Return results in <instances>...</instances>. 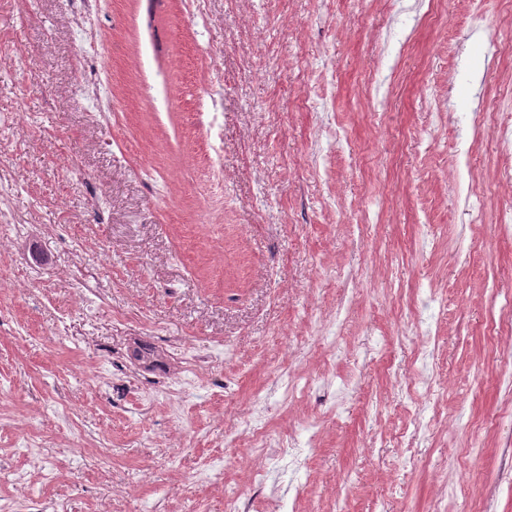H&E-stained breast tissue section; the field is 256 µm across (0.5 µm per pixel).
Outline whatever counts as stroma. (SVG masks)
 <instances>
[{"label": "stroma", "mask_w": 512, "mask_h": 512, "mask_svg": "<svg viewBox=\"0 0 512 512\" xmlns=\"http://www.w3.org/2000/svg\"><path fill=\"white\" fill-rule=\"evenodd\" d=\"M423 8L0 0V501L27 435L22 512H226L228 491L240 512H512V420L480 426L512 405L485 331L512 237L467 215L512 198L454 128L482 103L512 118V8ZM413 130L430 149H403ZM172 338L209 356L178 390L131 363ZM254 407L284 437L318 423L305 469L253 481L225 439ZM213 456L221 491L198 480ZM288 389V404L302 402L309 391L312 380L305 372H288L285 379Z\"/></svg>", "instance_id": "35a3bbf8"}]
</instances>
